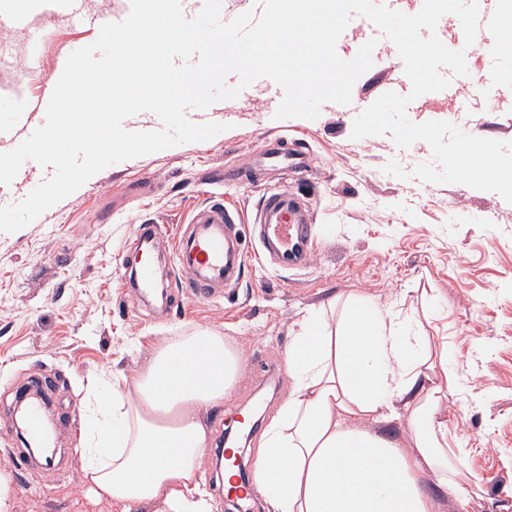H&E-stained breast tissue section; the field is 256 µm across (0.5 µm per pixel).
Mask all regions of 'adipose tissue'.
I'll use <instances>...</instances> for the list:
<instances>
[{
  "label": "adipose tissue",
  "instance_id": "ef3b65f1",
  "mask_svg": "<svg viewBox=\"0 0 512 512\" xmlns=\"http://www.w3.org/2000/svg\"><path fill=\"white\" fill-rule=\"evenodd\" d=\"M447 343L417 336L371 300H346L300 322L287 354L288 396L265 429L253 485L267 512H468L480 486L448 442L454 390ZM243 371L223 336L200 331L155 346L130 380L88 394L83 472L124 512H214L199 488L209 433ZM406 420L404 438L383 427Z\"/></svg>",
  "mask_w": 512,
  "mask_h": 512
}]
</instances>
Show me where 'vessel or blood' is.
<instances>
[{
    "mask_svg": "<svg viewBox=\"0 0 512 512\" xmlns=\"http://www.w3.org/2000/svg\"><path fill=\"white\" fill-rule=\"evenodd\" d=\"M257 167H277L300 177L310 169V153L301 140L277 138L260 153ZM255 224L264 252L277 267L287 270L310 266L317 240L311 229L309 207L294 193L269 191L260 198ZM171 265L186 277L191 298L207 300L222 289L238 285L244 254L239 243V215L221 201L202 206L174 240Z\"/></svg>",
    "mask_w": 512,
    "mask_h": 512,
    "instance_id": "b4317fda",
    "label": "vessel or blood"
}]
</instances>
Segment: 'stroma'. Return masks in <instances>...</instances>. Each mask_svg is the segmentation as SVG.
<instances>
[{
    "mask_svg": "<svg viewBox=\"0 0 512 512\" xmlns=\"http://www.w3.org/2000/svg\"><path fill=\"white\" fill-rule=\"evenodd\" d=\"M129 12L130 0H76L72 13L50 0H0V16L26 18L0 31V101L22 110L20 136L41 126L60 63L97 39L98 28L84 18L119 22ZM508 15L512 0H489L479 17L480 49L469 54L458 87L467 107L448 93H427L408 105L411 122L448 121L473 136L512 141V87L492 81L512 74V50H500L497 30ZM372 39L373 66L355 82L350 104H324L314 120H278L283 90L258 79L236 99L188 110L193 122L223 125L212 139L112 165L29 226L0 233V474L11 512H121L97 501L83 478L88 379L103 370L134 377L161 338L199 329L220 332L244 363L223 406L206 416L209 447L219 448L225 430L254 410L260 419L240 441L252 459L288 395L286 357L299 321L350 296L413 317L422 335L447 342L459 388L443 413L457 455L482 488L470 512H512V204L494 192L418 179L414 168L433 159L426 142L401 149L388 133L352 138L363 109L384 93L411 90L395 45L360 16L336 49L349 60ZM277 135L305 140L313 159L306 177L273 172L261 185L219 181L224 167L247 165ZM280 187L312 207L318 249L311 266L288 272L258 261L260 241L245 224L240 284L191 301L166 259L181 225L213 196L252 215L265 190ZM147 221L160 227L163 302L136 294L124 275L135 227ZM45 377L56 467L34 458L18 472L10 461L21 445L16 390Z\"/></svg>",
    "mask_w": 512,
    "mask_h": 512,
    "instance_id": "35a3bbf8",
    "label": "stroma"
}]
</instances>
